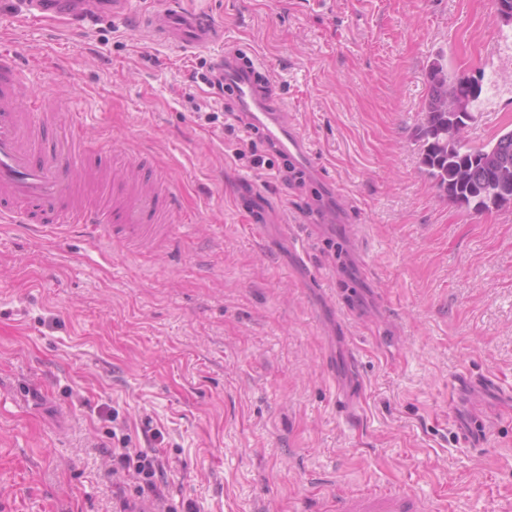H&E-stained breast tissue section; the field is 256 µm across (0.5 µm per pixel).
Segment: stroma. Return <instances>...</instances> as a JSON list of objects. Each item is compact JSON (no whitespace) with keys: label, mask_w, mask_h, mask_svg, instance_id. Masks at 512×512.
Returning <instances> with one entry per match:
<instances>
[{"label":"stroma","mask_w":512,"mask_h":512,"mask_svg":"<svg viewBox=\"0 0 512 512\" xmlns=\"http://www.w3.org/2000/svg\"><path fill=\"white\" fill-rule=\"evenodd\" d=\"M124 19L27 23L0 47L46 107L84 115L91 160L140 153L189 223L141 254L0 230V512H119L112 450L160 432L177 512H336L390 487L452 512L512 502V206L451 204L416 132L429 65L482 82L465 136L512 128V25L494 0H182L202 51ZM240 53L311 150L304 185L228 150L224 102L190 82ZM328 194L340 221L306 205ZM261 225L260 235L248 227Z\"/></svg>","instance_id":"35a3bbf8"}]
</instances>
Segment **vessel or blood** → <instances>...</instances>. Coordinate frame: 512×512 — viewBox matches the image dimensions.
I'll use <instances>...</instances> for the list:
<instances>
[{
    "label": "vessel or blood",
    "mask_w": 512,
    "mask_h": 512,
    "mask_svg": "<svg viewBox=\"0 0 512 512\" xmlns=\"http://www.w3.org/2000/svg\"><path fill=\"white\" fill-rule=\"evenodd\" d=\"M27 17L38 23L50 13L71 12L84 20L88 11L74 10L73 0H23ZM140 30L204 49L223 39L224 29L212 14L177 6L169 0L138 18ZM251 120L295 163L310 158L304 141L276 113L257 99L246 79L235 82ZM49 133L41 96L31 93L24 69L13 53L0 51V223L20 224L41 235L77 231L106 236L129 247L167 242L163 221L180 215L177 196L160 175L143 176V159L122 158L119 168L87 163L89 146L80 114L69 113L62 148L46 149ZM336 512H425L421 500L392 490H367L336 499Z\"/></svg>",
    "instance_id": "vessel-or-blood-1"
}]
</instances>
